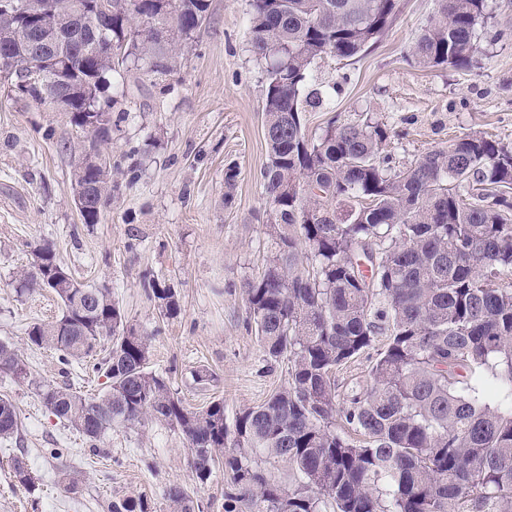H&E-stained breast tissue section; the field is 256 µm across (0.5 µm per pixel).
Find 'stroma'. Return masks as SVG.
<instances>
[{"instance_id": "stroma-1", "label": "stroma", "mask_w": 512, "mask_h": 512, "mask_svg": "<svg viewBox=\"0 0 512 512\" xmlns=\"http://www.w3.org/2000/svg\"><path fill=\"white\" fill-rule=\"evenodd\" d=\"M436 0H398L377 44L351 60H316L313 85L323 103L304 115L309 136L330 118L385 128L384 151L398 165L470 133L512 150V0H490L492 17L470 66L433 69L407 60ZM265 62L251 51L249 0H210L207 19L180 72L151 81L139 71L109 78L112 198L99 223L83 224L74 203L75 147L84 133L69 113L0 82V342L22 350L30 376L0 374V394L19 413L18 439H0V512H107L113 499L144 496L170 512L173 483L220 512L224 469L203 486L191 480L188 446L172 427L148 422L105 434L99 451L45 407L38 387L67 382L88 395L107 388L91 366L62 368L53 351L28 346L31 324L50 322L60 305L47 290L21 288L34 246L56 244L78 281L110 289L130 325L152 339L149 368L168 377L191 409L223 399L227 418L258 406L288 379L247 325L244 282L267 254L261 172L268 161L262 112ZM238 167L232 206L224 171ZM174 286L180 314L159 315L151 282ZM378 337L336 371L338 402L362 393L378 357ZM212 374L210 385L195 381ZM61 457H54L53 449ZM24 454L34 490L18 484L12 459ZM79 471L78 490L59 483L60 466Z\"/></svg>"}]
</instances>
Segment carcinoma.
Returning a JSON list of instances; mask_svg holds the SVG:
<instances>
[{
	"mask_svg": "<svg viewBox=\"0 0 512 512\" xmlns=\"http://www.w3.org/2000/svg\"><path fill=\"white\" fill-rule=\"evenodd\" d=\"M10 2L0 0V48L22 68L72 63L70 118L92 132L112 128L118 100L104 97L107 75L131 64L146 77L174 74L209 10V0H110V16L75 17L72 0H51L63 46ZM250 7L252 51L269 62L261 174L268 247L244 293L247 323L265 352L288 361L287 386L231 425L222 400L186 409L168 379L148 369L150 337L127 324L110 289L74 279L44 241L24 282L53 291L61 314L31 326L29 345L68 365L111 341L93 364L108 389L87 396L67 383L43 384L45 407L92 443L115 426L166 424L188 442L200 484L223 453V512H512V150L471 133L395 166L381 153L387 132L378 124L331 121L308 136L303 113L321 101L309 88L312 64L373 46L396 0ZM488 17V0H437L410 57L423 69L469 66ZM108 41L121 57L101 50ZM26 96L54 107L50 83L27 87ZM74 179L96 185L79 212L82 223H99L110 168L88 165ZM152 297L163 316L178 313L171 286L152 283ZM380 336L386 343L366 391L337 409L336 368ZM1 371L28 379L23 355L2 343ZM338 411L354 436L336 431ZM18 430L15 404L0 395V438ZM278 466L291 483L272 475ZM12 471L34 487L24 456L13 458ZM166 495L172 512H203L181 484ZM109 512L153 506L125 497Z\"/></svg>",
	"mask_w": 512,
	"mask_h": 512,
	"instance_id": "cac0c4a2",
	"label": "carcinoma"
}]
</instances>
